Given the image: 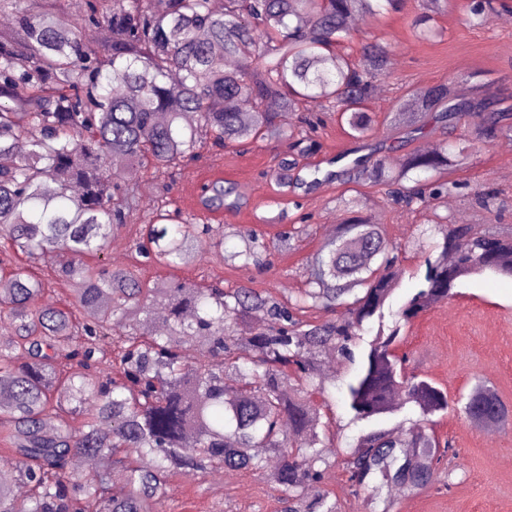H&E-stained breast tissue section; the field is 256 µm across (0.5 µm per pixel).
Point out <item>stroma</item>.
Listing matches in <instances>:
<instances>
[{"label": "stroma", "mask_w": 512, "mask_h": 512, "mask_svg": "<svg viewBox=\"0 0 512 512\" xmlns=\"http://www.w3.org/2000/svg\"><path fill=\"white\" fill-rule=\"evenodd\" d=\"M469 0H448L435 15L438 38L420 41L413 21L419 13L417 0H405L401 10L365 17L360 33L380 42H395L394 63L378 80V89L367 102L375 115V128L367 142L353 140L336 113L326 111L322 101L307 100V113L320 117L312 137L319 147L302 155L288 141L272 138L246 150L205 147L198 160L175 178L160 174L142 186L140 214L154 209L179 210L182 216L202 224L238 227L250 225L265 239L280 231L298 229L302 236L296 249L272 252L270 270L235 262L220 264L207 259L170 271L144 267L141 275L153 281L174 276L197 282L220 281L225 287L246 286L272 292L281 299L297 296L307 286L309 261L333 234L341 220L339 201L358 195L372 200L368 211L381 224L389 241L397 246L405 270L403 293L416 288L424 270L432 237L419 211L404 210L387 201L384 190L368 179L354 183L331 181L304 190L283 181L276 167L292 162V175L313 170L327 172L331 160L351 163L363 156L400 157L419 147L457 145L472 137L476 119L429 117L422 133L407 134L394 123L396 106L414 107L417 88H428L455 79L460 92H468L465 78L480 75L482 91L491 102L512 107V26L500 16L512 14V0H500L497 18L484 26L462 24ZM455 187L450 192L449 218L480 224L497 233L512 234V151L500 143L468 157L465 164L448 173ZM224 180L234 183L244 198L241 207L220 212L205 210L200 201L203 184ZM491 190L489 209L472 202L476 188ZM400 350L408 356V368L434 380L448 393L452 412L436 416L434 432L448 441L454 453L442 471L443 488L417 494L392 491L391 512H512V428L471 425L460 415L467 397L477 385L493 389L512 405V279L484 275L464 282L450 300L434 304L404 329ZM357 366L337 359L335 372L324 382V398L333 419L336 450L351 448L367 432L369 423L354 420L346 400V385ZM281 494L253 474L232 473L198 479L181 476L170 482L162 503L163 512H282Z\"/></svg>", "instance_id": "35a3bbf8"}]
</instances>
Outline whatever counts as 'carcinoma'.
<instances>
[{
    "label": "carcinoma",
    "instance_id": "obj_1",
    "mask_svg": "<svg viewBox=\"0 0 512 512\" xmlns=\"http://www.w3.org/2000/svg\"><path fill=\"white\" fill-rule=\"evenodd\" d=\"M403 0H74L76 23L55 22L59 0H0L12 22L0 28V463L27 488L18 498L0 483V512H159L170 481L249 472L283 493L284 512H337L321 487L332 461L321 355L353 361L352 347L378 324L347 384L358 421L397 411L402 391L421 422L407 437L371 430L343 457L355 495L387 488L414 494L436 486L448 443L429 431L448 412L445 391L407 370L401 329L467 279L486 272L512 279V235L458 224L436 201L442 179L472 150L512 126L481 99L455 101L447 85L419 92L408 127L437 106L481 120L459 151L417 149L365 170L394 203L423 209L439 240L418 288L392 310L403 270L382 225L355 215L311 261L308 288L282 300L252 288H219L183 279H141L106 261L112 228L137 218L140 183L181 169L204 139L247 145L288 140L279 113L310 98L345 119L360 140L374 128L365 107L390 62L391 43L355 39V15L398 11ZM446 0H419L424 25ZM494 0H472L466 22L484 24ZM97 33L87 41L83 29ZM358 44L356 53L348 48ZM25 84L24 99L13 95ZM121 156L122 171L110 166ZM431 173L420 178L422 173ZM209 210L237 208V187L203 186ZM238 251H224V228L195 224L177 210H155L135 252L177 269L196 260H240L265 268L270 247L237 228ZM62 278L72 308L44 302L51 288L33 267ZM309 308L343 312L304 321ZM83 315L77 320L73 310ZM390 314L392 324L384 322ZM122 374L110 376L105 362ZM300 387L287 390L289 379ZM96 406L86 409V401ZM475 425H512V409L486 386L463 409ZM83 417L81 428L69 418ZM195 447H185L187 435ZM281 457L269 470L257 449ZM83 455L89 474L71 468Z\"/></svg>",
    "mask_w": 512,
    "mask_h": 512
}]
</instances>
